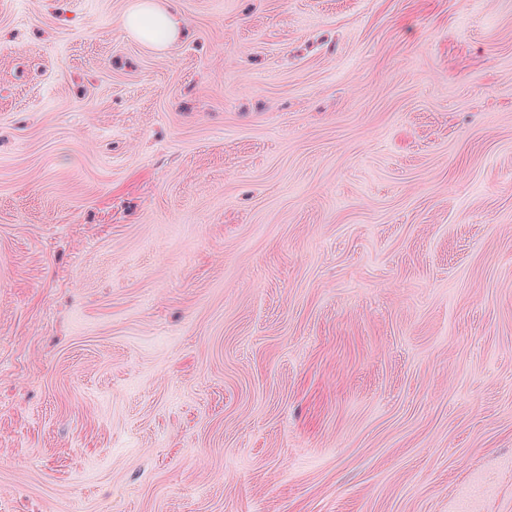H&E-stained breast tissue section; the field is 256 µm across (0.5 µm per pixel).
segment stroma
I'll return each mask as SVG.
<instances>
[{
  "label": "stroma",
  "mask_w": 512,
  "mask_h": 512,
  "mask_svg": "<svg viewBox=\"0 0 512 512\" xmlns=\"http://www.w3.org/2000/svg\"><path fill=\"white\" fill-rule=\"evenodd\" d=\"M0 0V512H512V0ZM122 23L126 30L155 47L169 45L180 32L175 18L154 0H137L123 16Z\"/></svg>",
  "instance_id": "stroma-1"
}]
</instances>
